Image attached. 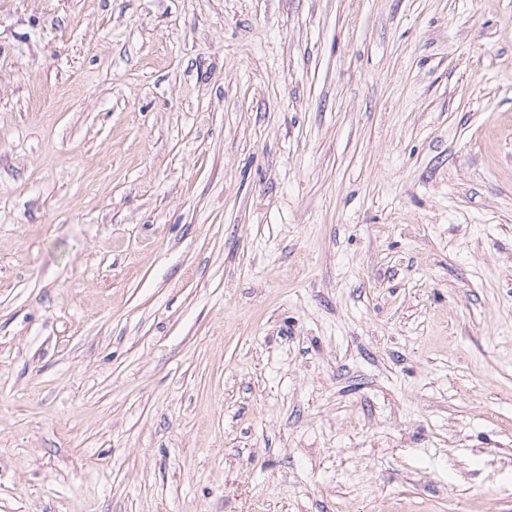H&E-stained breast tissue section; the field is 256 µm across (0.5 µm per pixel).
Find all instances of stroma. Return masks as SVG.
Instances as JSON below:
<instances>
[{
	"mask_svg": "<svg viewBox=\"0 0 512 512\" xmlns=\"http://www.w3.org/2000/svg\"><path fill=\"white\" fill-rule=\"evenodd\" d=\"M0 512H512V0H0Z\"/></svg>",
	"mask_w": 512,
	"mask_h": 512,
	"instance_id": "stroma-1",
	"label": "stroma"
}]
</instances>
